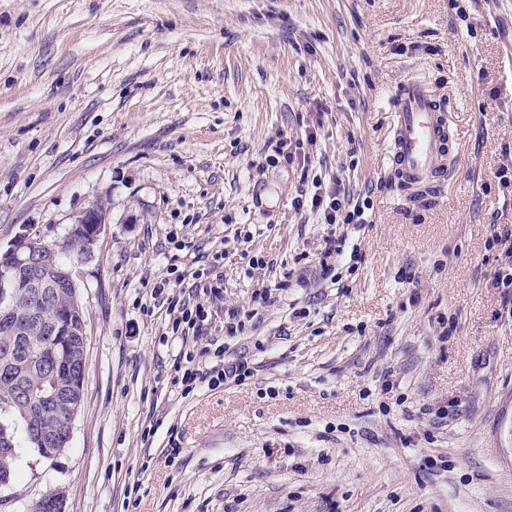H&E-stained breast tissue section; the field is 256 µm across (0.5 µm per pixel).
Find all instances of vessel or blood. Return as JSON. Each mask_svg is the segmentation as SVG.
<instances>
[{"instance_id": "1", "label": "vessel or blood", "mask_w": 512, "mask_h": 512, "mask_svg": "<svg viewBox=\"0 0 512 512\" xmlns=\"http://www.w3.org/2000/svg\"><path fill=\"white\" fill-rule=\"evenodd\" d=\"M450 127L430 86L405 82L395 95L389 160L411 204L424 205L431 185L448 174Z\"/></svg>"}]
</instances>
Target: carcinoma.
<instances>
[{"mask_svg":"<svg viewBox=\"0 0 512 512\" xmlns=\"http://www.w3.org/2000/svg\"><path fill=\"white\" fill-rule=\"evenodd\" d=\"M61 292L58 306L49 310L59 319V335L18 336L10 326L0 323V412L6 410L23 422L28 442L43 457L49 456L48 449L53 447L51 438L62 430L63 416L41 409V394L47 389H69L84 384L82 364L70 372L56 374L40 367L41 363L58 357L64 346L73 341L67 332L76 320L67 311L75 297L68 288ZM3 305L21 318L29 313L33 301L20 291L6 303L0 302V307Z\"/></svg>","mask_w":512,"mask_h":512,"instance_id":"carcinoma-1","label":"carcinoma"}]
</instances>
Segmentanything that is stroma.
<instances>
[{"label": "stroma", "instance_id": "stroma-1", "mask_svg": "<svg viewBox=\"0 0 512 512\" xmlns=\"http://www.w3.org/2000/svg\"><path fill=\"white\" fill-rule=\"evenodd\" d=\"M410 79L457 148L421 208L388 159ZM282 141L370 205L338 283L275 288L326 232L292 207ZM508 152L512 0H0V246L70 260L81 212L112 207L80 265L70 443L45 459L19 438L0 512L54 487L65 512H512V315L489 243L512 237ZM175 235L232 254L224 305L257 312L225 341L259 366L245 384L170 383L179 347L137 302Z\"/></svg>", "mask_w": 512, "mask_h": 512}]
</instances>
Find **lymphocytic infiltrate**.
<instances>
[{
	"label": "lymphocytic infiltrate",
	"instance_id": "lymphocytic-infiltrate-1",
	"mask_svg": "<svg viewBox=\"0 0 512 512\" xmlns=\"http://www.w3.org/2000/svg\"><path fill=\"white\" fill-rule=\"evenodd\" d=\"M295 209L315 215L318 223L329 225L330 230L323 239L324 246L319 256V277L324 281L336 278V260L344 255L347 247L345 235L336 233L339 224H359L364 211L342 185L324 187L321 180L312 179L302 185L293 200ZM227 251L215 252L209 263L192 273L190 295L171 293L169 280L154 283L151 297L158 307L164 308L169 318L172 341L181 348L174 361L172 383L182 394H190L201 386L216 390L227 383L244 384L254 376L256 366L248 358L225 360L224 340L243 333L245 313L232 308L224 316V334L212 333V318L219 303L224 300V261ZM206 337L205 346L188 350V337Z\"/></svg>",
	"mask_w": 512,
	"mask_h": 512
}]
</instances>
